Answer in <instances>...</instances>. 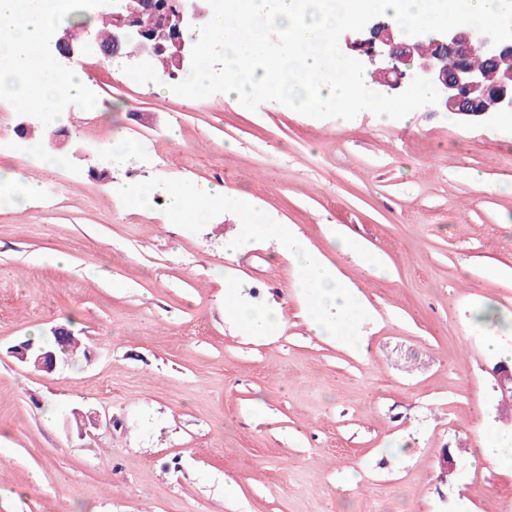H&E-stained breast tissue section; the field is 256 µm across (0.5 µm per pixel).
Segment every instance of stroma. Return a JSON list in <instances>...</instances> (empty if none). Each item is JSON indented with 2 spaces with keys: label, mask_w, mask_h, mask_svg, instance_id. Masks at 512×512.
<instances>
[{
  "label": "stroma",
  "mask_w": 512,
  "mask_h": 512,
  "mask_svg": "<svg viewBox=\"0 0 512 512\" xmlns=\"http://www.w3.org/2000/svg\"><path fill=\"white\" fill-rule=\"evenodd\" d=\"M77 68L99 107L68 103L62 168L33 160L16 133L27 112L0 101V171L60 190L0 208V512H454L462 497L512 512V472L470 464L479 431L512 429L473 325L494 310L512 352V125L427 105L340 126L184 98L96 54ZM111 142L124 162L107 164ZM154 177L248 193L326 254L329 224L383 253L389 279L334 259L372 308L368 355L308 335L275 243L226 252L237 215L193 233L163 203L123 205L119 187ZM227 270L279 309L281 336L225 317ZM57 325L80 339L75 363L49 374L15 357Z\"/></svg>",
  "instance_id": "obj_1"
}]
</instances>
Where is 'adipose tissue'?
Instances as JSON below:
<instances>
[{
  "label": "adipose tissue",
  "mask_w": 512,
  "mask_h": 512,
  "mask_svg": "<svg viewBox=\"0 0 512 512\" xmlns=\"http://www.w3.org/2000/svg\"><path fill=\"white\" fill-rule=\"evenodd\" d=\"M65 0H0V38L11 55L8 71L0 72V86L20 84L15 101L21 108L48 106L65 98L96 109L97 99L80 72L63 74L56 70L44 44L48 34L46 16ZM327 233L337 251L369 273H385V260L363 244L342 225L331 224ZM246 283L224 280V312L242 325L249 336L268 339L280 334L284 323L274 310H259L250 302Z\"/></svg>",
  "instance_id": "ef3b65f1"
}]
</instances>
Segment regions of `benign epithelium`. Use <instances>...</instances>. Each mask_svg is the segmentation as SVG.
Segmentation results:
<instances>
[{
    "label": "benign epithelium",
    "instance_id": "7a95c632",
    "mask_svg": "<svg viewBox=\"0 0 512 512\" xmlns=\"http://www.w3.org/2000/svg\"><path fill=\"white\" fill-rule=\"evenodd\" d=\"M147 10L172 33L169 44L163 45L142 28L136 18L122 12L110 0H99L97 11L112 17L109 47H99L100 55L108 60L120 51L134 46L127 59L147 64L167 54L177 72L191 67L194 44L187 29L204 21L208 15L207 0H143ZM346 47L366 57L367 73L376 90L390 92L412 81L418 75L430 79L439 93L436 107L457 115L461 120L491 119L512 113V40L491 44L467 26H458L448 33L410 36L395 34L392 25L377 18L361 31L345 36ZM49 46L57 60L65 65L76 62L82 53L78 36L71 29L53 35ZM478 57L480 64L470 63ZM17 355L24 361L33 360L35 367L52 373L57 369L55 350L41 349L33 354L20 348ZM502 398L512 401V365L501 361L492 370Z\"/></svg>",
    "mask_w": 512,
    "mask_h": 512
}]
</instances>
